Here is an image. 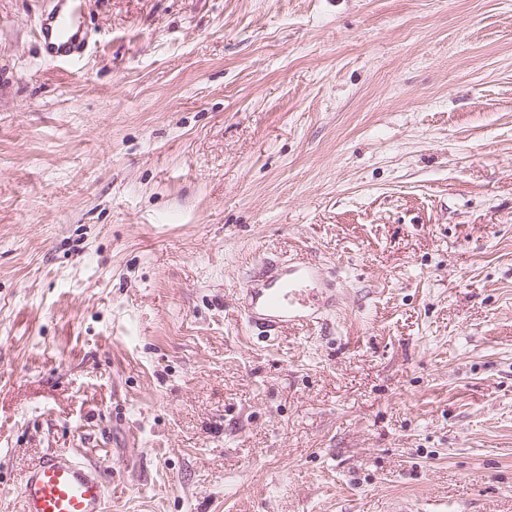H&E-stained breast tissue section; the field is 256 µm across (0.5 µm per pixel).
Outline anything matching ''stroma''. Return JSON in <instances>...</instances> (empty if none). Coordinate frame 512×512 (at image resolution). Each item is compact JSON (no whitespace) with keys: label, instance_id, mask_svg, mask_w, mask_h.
I'll use <instances>...</instances> for the list:
<instances>
[{"label":"stroma","instance_id":"stroma-1","mask_svg":"<svg viewBox=\"0 0 512 512\" xmlns=\"http://www.w3.org/2000/svg\"><path fill=\"white\" fill-rule=\"evenodd\" d=\"M0 0V512H512V0ZM323 324L262 338L263 262ZM70 5L71 13L57 17L55 29L49 25L41 28L39 38L43 41L52 53L50 57L54 59L67 60L70 59L79 46L76 33V14L75 11L80 7V1L72 0ZM326 285L320 267L313 262L289 266L266 262L245 283L246 321L269 334L289 325L316 326L318 314L334 306ZM107 495L100 470L70 451H52L28 472L18 512H106Z\"/></svg>","mask_w":512,"mask_h":512}]
</instances>
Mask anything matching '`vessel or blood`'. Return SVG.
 Segmentation results:
<instances>
[{"label": "vessel or blood", "mask_w": 512, "mask_h": 512, "mask_svg": "<svg viewBox=\"0 0 512 512\" xmlns=\"http://www.w3.org/2000/svg\"><path fill=\"white\" fill-rule=\"evenodd\" d=\"M71 6L72 13L39 32L52 58L70 59L78 47L74 11L79 0H72ZM243 293L248 324L269 332L289 325H317L319 313L333 305L320 267L310 261L289 266L264 263L246 282ZM107 495L100 470L72 452L53 451L28 472L19 512H107Z\"/></svg>", "instance_id": "vessel-or-blood-1"}]
</instances>
